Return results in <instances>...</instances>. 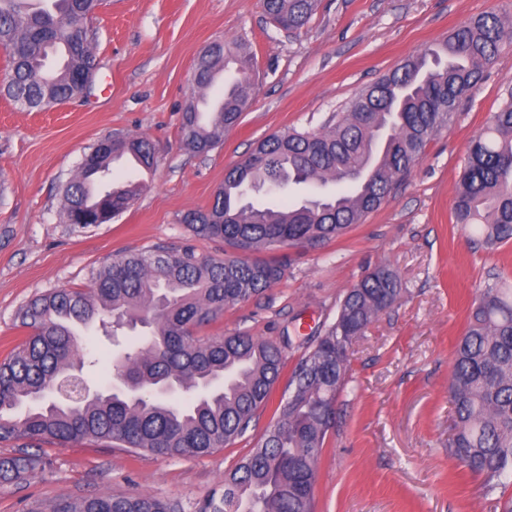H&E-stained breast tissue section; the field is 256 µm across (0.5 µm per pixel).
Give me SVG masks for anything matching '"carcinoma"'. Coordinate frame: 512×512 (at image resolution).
Wrapping results in <instances>:
<instances>
[{
  "label": "carcinoma",
  "mask_w": 512,
  "mask_h": 512,
  "mask_svg": "<svg viewBox=\"0 0 512 512\" xmlns=\"http://www.w3.org/2000/svg\"><path fill=\"white\" fill-rule=\"evenodd\" d=\"M104 0H0V49L8 73L0 92L23 110L64 103L82 92L93 54L90 22ZM317 0H262L265 14L289 33L311 20ZM496 12L471 19L444 42L409 59L361 90L319 131L287 130L265 138L227 170L211 205L184 216L197 236L234 251L222 260L194 249H154L122 255L91 273L85 288H59L20 311L28 336L0 360V442H22L0 457V485L19 484L45 468L29 445L101 442L161 456L198 457L234 443L255 422L279 382L283 346L245 332L201 336L224 309L250 301L284 275L274 257L249 258L285 245L316 247L345 233L377 209L422 158L448 107L467 96L504 47ZM198 55L199 91L182 116L181 140L207 154L238 125L257 93L254 54L243 40L217 41ZM235 64V78L201 111L217 73ZM146 136L125 135L115 147L91 148L92 162L63 188L68 224L94 223L127 210L147 185L112 181L123 159L151 169ZM280 191L319 188L322 199L256 207L240 200L257 185L282 177ZM334 194L325 193L328 185ZM455 223L476 224L484 243L512 240V84L502 107L468 146ZM397 276L378 266L347 289L335 321L299 358L288 397L259 441L224 477V485L193 512H314L318 461L336 423V399L346 383L353 346L400 297ZM147 334L121 345L123 326ZM98 325L120 348L129 397L118 390L79 400L44 402L70 368L95 365L75 330ZM453 428L448 455L494 489L512 476V290L498 282L480 290L455 352L451 381ZM52 512H184L180 502L144 494L94 496L58 502Z\"/></svg>",
  "instance_id": "1"
}]
</instances>
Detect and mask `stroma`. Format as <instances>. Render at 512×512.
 I'll return each mask as SVG.
<instances>
[{"label": "stroma", "mask_w": 512, "mask_h": 512, "mask_svg": "<svg viewBox=\"0 0 512 512\" xmlns=\"http://www.w3.org/2000/svg\"><path fill=\"white\" fill-rule=\"evenodd\" d=\"M490 11L512 17V0H319L308 25L290 34L260 0H106L91 22L98 72L90 90L39 112L0 96V359L26 333L21 307L54 288L84 287L113 257L188 244L224 258L223 243L193 236L182 218L212 203L225 171L258 140L321 129L361 89ZM240 37L255 53L256 100L214 150L194 154L180 126L196 58L212 42ZM511 81L512 46L378 210L318 247L278 249L284 277L202 330L290 340L289 373L368 270L384 265L398 275L400 298L354 346L319 460L316 512H499L498 502L512 497V484L485 491L482 477L448 455L454 349L471 304L490 274L512 288V243L484 249L477 229L455 224L453 202L469 142ZM115 132L155 141L148 189L109 223H65L64 184L84 153ZM285 390L278 382L244 436L205 456L52 447L42 472L0 486V512L133 493L192 507L257 443Z\"/></svg>", "instance_id": "1"}]
</instances>
